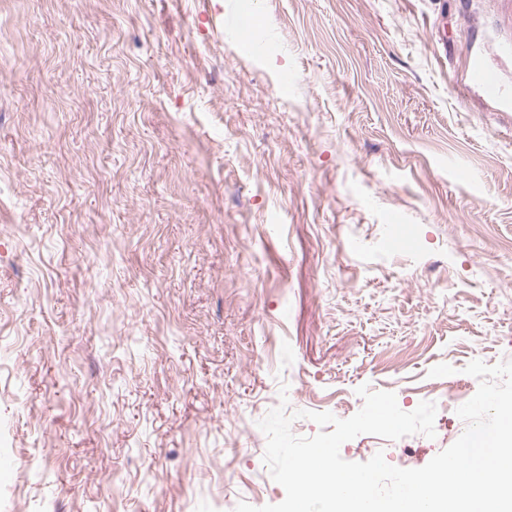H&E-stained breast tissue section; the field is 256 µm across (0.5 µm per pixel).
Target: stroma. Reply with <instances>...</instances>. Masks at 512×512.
Wrapping results in <instances>:
<instances>
[{"instance_id": "1", "label": "stroma", "mask_w": 512, "mask_h": 512, "mask_svg": "<svg viewBox=\"0 0 512 512\" xmlns=\"http://www.w3.org/2000/svg\"><path fill=\"white\" fill-rule=\"evenodd\" d=\"M502 3L0 0V512L277 504L279 403L512 360V111L465 88Z\"/></svg>"}]
</instances>
